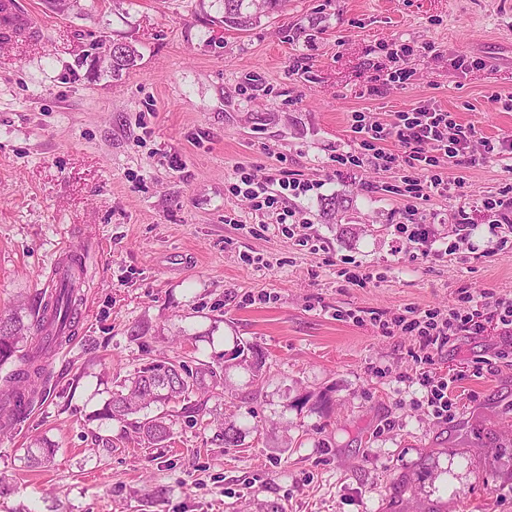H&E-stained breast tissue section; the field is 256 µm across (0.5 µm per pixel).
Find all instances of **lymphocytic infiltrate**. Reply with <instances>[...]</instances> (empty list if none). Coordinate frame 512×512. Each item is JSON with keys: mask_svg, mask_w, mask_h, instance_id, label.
<instances>
[{"mask_svg": "<svg viewBox=\"0 0 512 512\" xmlns=\"http://www.w3.org/2000/svg\"><path fill=\"white\" fill-rule=\"evenodd\" d=\"M351 128L360 137V149L338 155L339 169L350 172L367 165L385 171L407 169L405 191L414 199L445 196L461 188V181L449 180L446 168L457 158L468 155L473 142L482 145L479 161L512 157L511 137L478 140L473 125L458 123L452 113L428 107L397 113L395 122L390 124L375 120L370 113L355 112L351 115ZM389 138L399 143L400 152L391 153L380 148V141ZM281 189L299 197L307 194L310 186L285 177L271 176L260 182L244 169L238 171L236 182L230 186L231 193L252 199L255 210L272 213L278 229L283 230L288 224L299 223L300 218L297 211L281 207L277 196ZM459 299L467 303V310L413 311L379 324L383 335L390 336L398 331L414 337L420 352L419 361L425 366L415 380L427 391L428 411L439 419L448 418L453 403L448 397L447 381L434 380L427 370L428 365L434 364L451 336L460 331L482 330L486 318L492 317L502 325L512 326V298L499 297L486 290H465Z\"/></svg>", "mask_w": 512, "mask_h": 512, "instance_id": "f902f5d3", "label": "lymphocytic infiltrate"}]
</instances>
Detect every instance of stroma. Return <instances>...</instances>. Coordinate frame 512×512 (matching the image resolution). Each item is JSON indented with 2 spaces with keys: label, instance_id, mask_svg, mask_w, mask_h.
Returning a JSON list of instances; mask_svg holds the SVG:
<instances>
[{
  "label": "stroma",
  "instance_id": "35a3bbf8",
  "mask_svg": "<svg viewBox=\"0 0 512 512\" xmlns=\"http://www.w3.org/2000/svg\"><path fill=\"white\" fill-rule=\"evenodd\" d=\"M30 2L40 36L0 39V317L30 320L61 250L83 275L50 395L0 435V512H512V335L492 321L451 338L431 367L455 403L439 420L414 340L370 320L448 310L465 288L512 298V238L482 208L512 171L450 164L461 192L426 200L403 196L399 169L335 173L354 112L428 105L512 135L493 100L512 92V0H284L245 32L219 0ZM112 40L139 53L119 77L92 64ZM241 167L313 184L288 199L293 234L229 192ZM343 194L347 212L324 216ZM422 222L439 258L398 234ZM240 341L267 355L260 398L207 409L236 417L242 446L203 420L174 419L162 446L98 419L150 357L212 363ZM37 438L50 467L24 460Z\"/></svg>",
  "mask_w": 512,
  "mask_h": 512
}]
</instances>
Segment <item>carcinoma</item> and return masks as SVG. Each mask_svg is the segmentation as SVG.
<instances>
[{"mask_svg":"<svg viewBox=\"0 0 512 512\" xmlns=\"http://www.w3.org/2000/svg\"><path fill=\"white\" fill-rule=\"evenodd\" d=\"M224 9V25L238 30L249 28L258 15L274 14L283 0H219ZM137 50L125 42L112 51V75L118 77L134 66ZM76 292L65 286L55 290L54 297L40 303L33 310L32 322L26 324L18 317L0 318V367L18 360L21 366L0 380V430L6 431L24 416L32 395L47 385L46 363L61 336L40 334L61 322L72 325L76 315ZM266 353L256 343L234 344L224 363L199 362L191 367L160 353L142 368L128 374L118 389L105 402L101 415L105 420L124 421L131 415L140 419L132 426L144 438L162 444L170 438L171 428L167 416L152 413V408L171 402L182 403L179 417L188 426L198 424L207 401L219 389L231 386L228 380L233 369H242L249 375L248 394L257 398L261 394L265 375ZM219 437L224 447L242 445L245 430L230 418L218 420ZM54 449L40 439L33 440L25 449L24 458L29 466L45 467L52 462Z\"/></svg>","mask_w":512,"mask_h":512,"instance_id":"1","label":"carcinoma"}]
</instances>
